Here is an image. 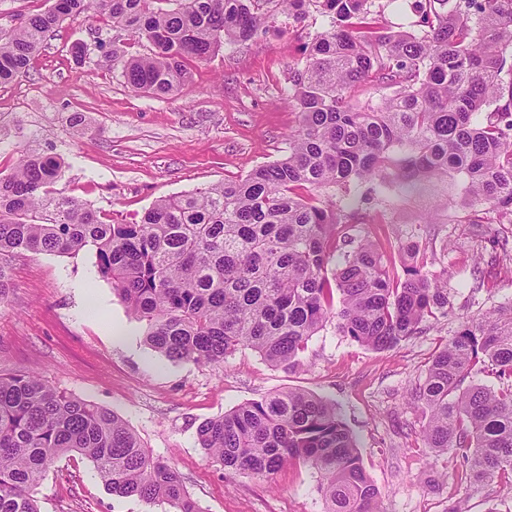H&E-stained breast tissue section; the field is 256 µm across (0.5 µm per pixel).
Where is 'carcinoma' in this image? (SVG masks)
I'll return each instance as SVG.
<instances>
[{
  "instance_id": "obj_1",
  "label": "carcinoma",
  "mask_w": 512,
  "mask_h": 512,
  "mask_svg": "<svg viewBox=\"0 0 512 512\" xmlns=\"http://www.w3.org/2000/svg\"><path fill=\"white\" fill-rule=\"evenodd\" d=\"M415 9L419 33L388 30L373 0H53L1 26L0 85L66 17L92 12L148 45L130 57L104 40L98 48L133 93L161 97L189 80L187 61L252 39L278 12L324 21L291 72L299 126L288 156L241 179L159 199L140 221L116 224L54 195L55 156H24L0 173V302L4 259L91 252L167 359L217 366L248 347L288 370L332 318L382 350L447 315L448 272L425 270L420 242L404 247L399 275L375 241L339 235L377 191L407 196L434 184L444 193L429 223L474 224L488 207L512 224V0H416ZM485 367L497 388L469 381ZM412 397L428 412L424 447L455 449L471 486L496 481L512 492V305L462 322ZM196 434L235 472L268 479L287 464L311 466L325 512H382L356 439L313 394H270ZM72 453L117 496L201 512L177 469L117 414L35 376L0 375V512H40L37 487Z\"/></svg>"
}]
</instances>
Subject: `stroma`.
Here are the masks:
<instances>
[{
    "instance_id": "35a3bbf8",
    "label": "stroma",
    "mask_w": 512,
    "mask_h": 512,
    "mask_svg": "<svg viewBox=\"0 0 512 512\" xmlns=\"http://www.w3.org/2000/svg\"><path fill=\"white\" fill-rule=\"evenodd\" d=\"M322 29L277 16L267 32L188 63L189 82L164 97L136 95L98 49L105 40L143 54L126 31L76 15L47 39L15 81L0 87V172L21 155L54 154V191L78 198L109 221L134 223L158 199L246 176L281 159L299 114L288 97L291 67ZM83 45L75 56L74 45ZM435 197L388 196L367 208L351 233L375 241L395 270L411 240L426 247L427 271H447L451 307L423 333L385 350L362 346L335 322L312 336L303 366H270L243 347L209 367L168 360L145 341V325L101 278L94 254L25 253L11 260L0 302V374H35L121 416L154 456L174 465L202 512H324L319 476L290 464L271 480L222 468L199 447L203 421L276 391L324 398L356 437L384 512H470L501 504L499 484L472 491L454 453L424 448L427 414L407 392L458 325L512 304V273L491 264L494 238L512 224L481 212L476 224H429ZM41 512H167L166 506L108 491L92 464L60 458L36 491Z\"/></svg>"
}]
</instances>
